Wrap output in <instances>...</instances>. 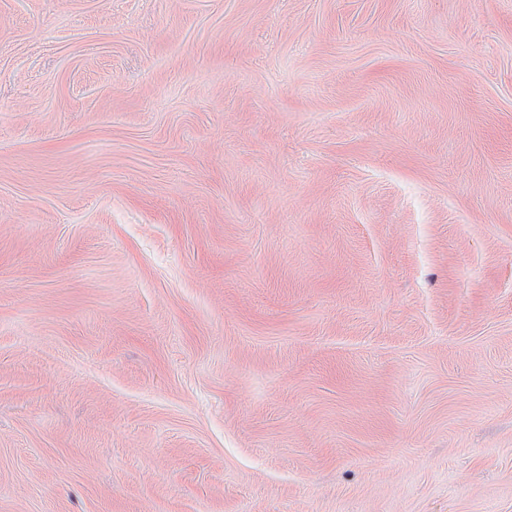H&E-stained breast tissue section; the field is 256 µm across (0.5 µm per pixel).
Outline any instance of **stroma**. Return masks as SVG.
I'll list each match as a JSON object with an SVG mask.
<instances>
[{
	"label": "stroma",
	"mask_w": 512,
	"mask_h": 512,
	"mask_svg": "<svg viewBox=\"0 0 512 512\" xmlns=\"http://www.w3.org/2000/svg\"><path fill=\"white\" fill-rule=\"evenodd\" d=\"M0 512H512V0H0Z\"/></svg>",
	"instance_id": "obj_1"
}]
</instances>
